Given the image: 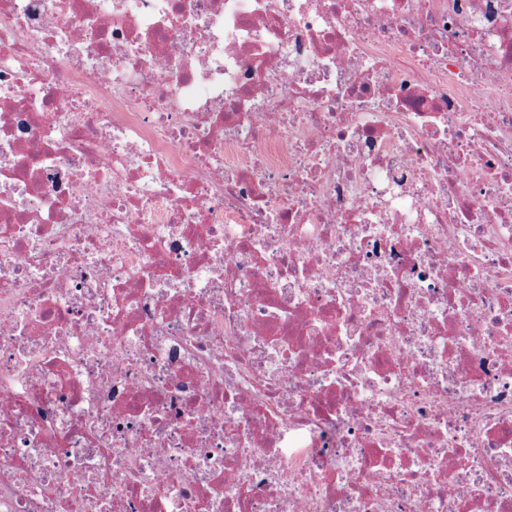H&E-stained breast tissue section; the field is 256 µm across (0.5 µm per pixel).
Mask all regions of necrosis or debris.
Returning a JSON list of instances; mask_svg holds the SVG:
<instances>
[{
    "label": "necrosis or debris",
    "instance_id": "obj_1",
    "mask_svg": "<svg viewBox=\"0 0 512 512\" xmlns=\"http://www.w3.org/2000/svg\"><path fill=\"white\" fill-rule=\"evenodd\" d=\"M0 512H512V0H0Z\"/></svg>",
    "mask_w": 512,
    "mask_h": 512
}]
</instances>
